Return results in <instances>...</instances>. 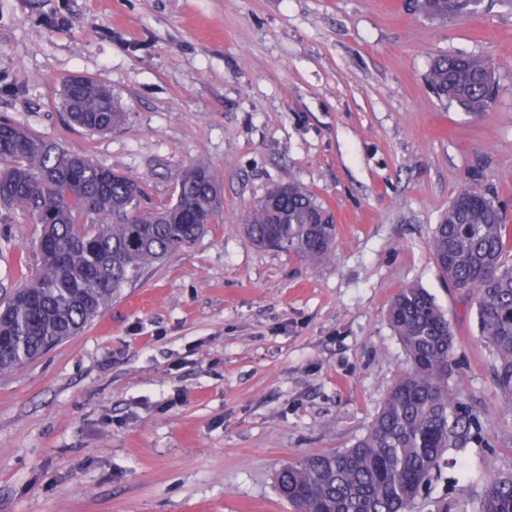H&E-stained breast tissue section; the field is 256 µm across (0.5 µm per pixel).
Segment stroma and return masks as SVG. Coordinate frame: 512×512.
<instances>
[{
    "label": "stroma",
    "instance_id": "35a3bbf8",
    "mask_svg": "<svg viewBox=\"0 0 512 512\" xmlns=\"http://www.w3.org/2000/svg\"><path fill=\"white\" fill-rule=\"evenodd\" d=\"M441 53L493 63L487 112L437 98ZM74 74L112 87L121 127L68 122ZM0 121L130 176L149 207L195 165L224 191L222 223L78 336L0 374V512H291L279 469L354 445L407 370L386 314L408 285L446 314L449 388L491 439L448 451L414 512L443 496L473 507L486 476H512V410L473 302L428 249L476 182L512 242V0L444 22L410 0H0ZM280 182L331 213L322 261L245 234ZM40 232L0 208V302L36 266Z\"/></svg>",
    "mask_w": 512,
    "mask_h": 512
}]
</instances>
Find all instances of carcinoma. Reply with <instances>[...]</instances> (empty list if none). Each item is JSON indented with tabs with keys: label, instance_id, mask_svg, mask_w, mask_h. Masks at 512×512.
Here are the masks:
<instances>
[{
	"label": "carcinoma",
	"instance_id": "obj_1",
	"mask_svg": "<svg viewBox=\"0 0 512 512\" xmlns=\"http://www.w3.org/2000/svg\"><path fill=\"white\" fill-rule=\"evenodd\" d=\"M473 4L412 0L416 12L442 21L471 12ZM428 83L439 99L469 113L489 110L496 95L494 66L477 56H438ZM62 105L69 121L89 132H110L123 120L112 89L89 77L66 80ZM143 196L128 176L0 122V204L41 225L33 245L37 266L0 306L1 374L80 334L118 289L191 245L224 212L223 191L204 167L188 168L163 207H143ZM243 223L257 245L292 249L308 263L325 258L335 240L324 207L292 183L271 188ZM504 230L495 198L471 184L452 199L428 247L448 283L473 300L495 384L512 408V258ZM387 317L410 370L352 447L278 472L279 493L294 512H411L448 450L488 444L477 412L448 387L454 336L434 298L406 286ZM476 512H512V476L485 478Z\"/></svg>",
	"mask_w": 512,
	"mask_h": 512
}]
</instances>
